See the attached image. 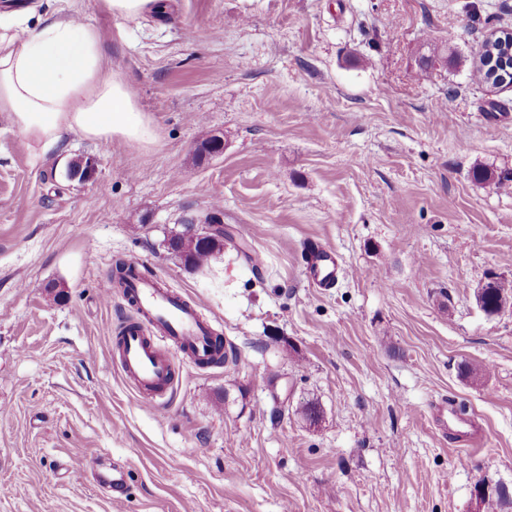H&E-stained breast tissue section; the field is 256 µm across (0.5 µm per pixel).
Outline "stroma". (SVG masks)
Returning <instances> with one entry per match:
<instances>
[{
  "instance_id": "35a3bbf8",
  "label": "stroma",
  "mask_w": 512,
  "mask_h": 512,
  "mask_svg": "<svg viewBox=\"0 0 512 512\" xmlns=\"http://www.w3.org/2000/svg\"><path fill=\"white\" fill-rule=\"evenodd\" d=\"M5 10L96 26L158 140L70 134L43 155L0 113V512H477L478 480L512 490V311L474 298L512 279V190L471 175L512 169V86L472 77L512 0ZM434 44L453 61L420 71ZM210 135L223 150L197 156ZM78 157L93 180L66 178ZM216 205L231 239L188 268L165 241ZM314 242L336 255L333 287L309 282ZM116 257L200 301L237 362L175 354L171 397L145 404L114 353L136 312L100 296ZM442 400L478 445L435 431ZM116 468L119 501L97 480ZM110 13L123 19H137L162 10V0H105Z\"/></svg>"
}]
</instances>
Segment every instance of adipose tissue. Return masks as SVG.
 <instances>
[{"label": "adipose tissue", "instance_id": "1", "mask_svg": "<svg viewBox=\"0 0 512 512\" xmlns=\"http://www.w3.org/2000/svg\"><path fill=\"white\" fill-rule=\"evenodd\" d=\"M42 152L64 134L132 147L156 143L127 82L108 72L98 28L0 13V113Z\"/></svg>", "mask_w": 512, "mask_h": 512}]
</instances>
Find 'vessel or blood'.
Instances as JSON below:
<instances>
[{"mask_svg": "<svg viewBox=\"0 0 512 512\" xmlns=\"http://www.w3.org/2000/svg\"><path fill=\"white\" fill-rule=\"evenodd\" d=\"M309 255L312 283L319 288L329 286L338 271L331 252L316 244ZM130 293L140 321L125 329L115 346L116 355L122 372L144 403L155 408L164 403L174 388L172 351L188 355L201 366L213 354L214 337L211 326L199 315L198 303L185 300L159 282L136 278ZM166 341L171 342L172 351L163 349ZM433 418L440 434L452 429L463 437L471 433L468 420L449 418L447 402L436 403Z\"/></svg>", "mask_w": 512, "mask_h": 512, "instance_id": "1", "label": "vessel or blood"}]
</instances>
